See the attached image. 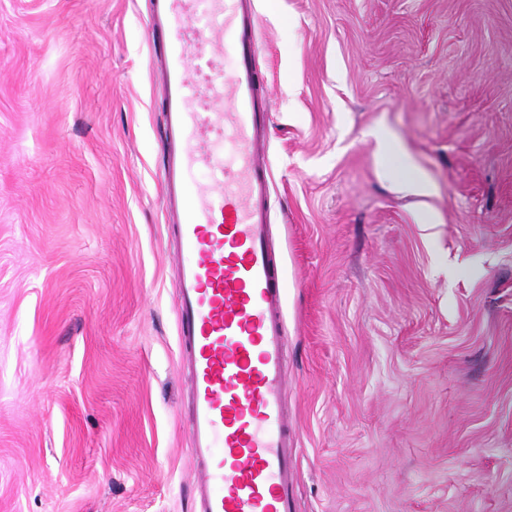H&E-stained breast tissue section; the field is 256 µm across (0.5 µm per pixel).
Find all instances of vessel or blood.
I'll list each match as a JSON object with an SVG mask.
<instances>
[{"label":"vessel or blood","mask_w":512,"mask_h":512,"mask_svg":"<svg viewBox=\"0 0 512 512\" xmlns=\"http://www.w3.org/2000/svg\"><path fill=\"white\" fill-rule=\"evenodd\" d=\"M254 0H150L165 157L158 178L176 249L197 512H296L288 418L287 292L269 246ZM228 49L232 61L206 58Z\"/></svg>","instance_id":"1"}]
</instances>
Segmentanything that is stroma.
I'll return each mask as SVG.
<instances>
[{
    "label": "stroma",
    "instance_id": "stroma-1",
    "mask_svg": "<svg viewBox=\"0 0 512 512\" xmlns=\"http://www.w3.org/2000/svg\"><path fill=\"white\" fill-rule=\"evenodd\" d=\"M255 4L298 512H512V0ZM148 21L0 0V512H195Z\"/></svg>",
    "mask_w": 512,
    "mask_h": 512
}]
</instances>
